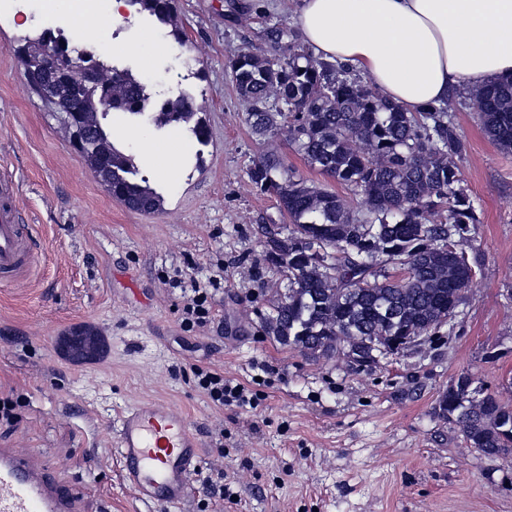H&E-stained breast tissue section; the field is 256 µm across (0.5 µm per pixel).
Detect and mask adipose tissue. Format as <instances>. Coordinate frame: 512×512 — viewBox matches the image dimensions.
<instances>
[{
  "mask_svg": "<svg viewBox=\"0 0 512 512\" xmlns=\"http://www.w3.org/2000/svg\"><path fill=\"white\" fill-rule=\"evenodd\" d=\"M293 18L315 56L353 66L412 112L512 79V0H294ZM134 138L159 176H178V130Z\"/></svg>",
  "mask_w": 512,
  "mask_h": 512,
  "instance_id": "obj_1",
  "label": "adipose tissue"
}]
</instances>
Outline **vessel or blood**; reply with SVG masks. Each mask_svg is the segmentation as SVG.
<instances>
[{
	"instance_id": "1",
	"label": "vessel or blood",
	"mask_w": 512,
	"mask_h": 512,
	"mask_svg": "<svg viewBox=\"0 0 512 512\" xmlns=\"http://www.w3.org/2000/svg\"><path fill=\"white\" fill-rule=\"evenodd\" d=\"M40 259L24 224L18 186L0 178V278L27 282ZM118 462L123 481L147 504L181 506L202 448L181 411L148 400L123 413L117 426ZM68 485L51 476L30 455L0 448V512H77Z\"/></svg>"
}]
</instances>
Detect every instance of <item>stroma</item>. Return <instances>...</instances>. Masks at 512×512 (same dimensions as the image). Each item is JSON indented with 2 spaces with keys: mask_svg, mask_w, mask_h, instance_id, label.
Wrapping results in <instances>:
<instances>
[{
  "mask_svg": "<svg viewBox=\"0 0 512 512\" xmlns=\"http://www.w3.org/2000/svg\"><path fill=\"white\" fill-rule=\"evenodd\" d=\"M177 19L183 43L147 61L112 51L146 38L153 24L143 16L115 26L107 43L92 25L68 35L155 99L184 91L206 112L202 165H183L172 183L138 161L165 198L147 214L112 197L63 114L22 77L14 50L44 21L23 4L0 12V173L17 183L45 256L31 284L0 282V391L21 399L0 446L45 463L74 488L78 512H163L124 484L116 426L127 407L164 400L203 443L181 512H512V458L478 454L434 412L462 375L512 406V153L474 110L457 112L468 145L459 167L480 217L465 249L481 263L453 331L363 369L341 352L313 359L282 347L262 326L281 279L258 230L281 217L248 170L276 150L304 179L321 176L290 152L287 132L252 134L229 62L243 50L271 53L266 26L292 14L286 0H178ZM195 284L210 292L202 327L183 322ZM79 327L101 339L92 359L63 348ZM196 367L244 384L255 404L214 405ZM217 474L236 501L210 494L204 478Z\"/></svg>",
  "mask_w": 512,
  "mask_h": 512,
  "instance_id": "1",
  "label": "stroma"
}]
</instances>
